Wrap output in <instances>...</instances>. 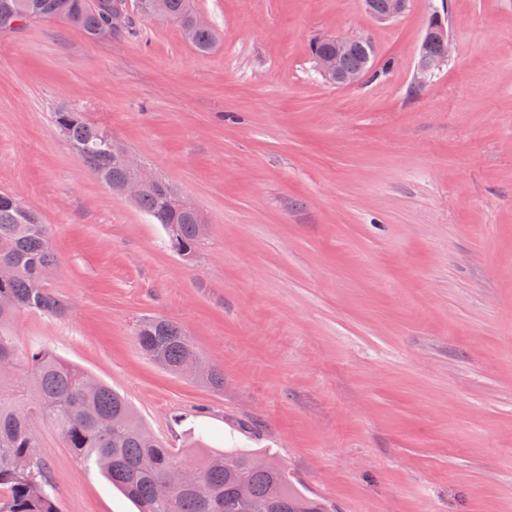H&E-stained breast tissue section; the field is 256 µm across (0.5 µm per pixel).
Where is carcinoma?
Instances as JSON below:
<instances>
[{
  "mask_svg": "<svg viewBox=\"0 0 512 512\" xmlns=\"http://www.w3.org/2000/svg\"><path fill=\"white\" fill-rule=\"evenodd\" d=\"M162 18L181 28L198 52L211 51L216 35L209 27L194 26L190 0H166ZM31 21L61 23L80 28L96 42L102 32L118 34L129 28L125 0H0V30L16 29ZM368 46L354 49L345 60L351 69L370 68ZM54 124L78 161L113 189L124 176L112 155L114 137L83 113L61 109ZM179 190L160 179L136 199L138 207L163 226L170 248L190 257L202 239V215L174 204ZM57 265L48 225L37 213L12 207L9 195L0 193V512H57L49 492L51 483L35 448L39 437L32 418L50 421L64 446L78 459L96 467L113 486L138 507L139 512H320L317 503L301 496L288 472L276 461L246 452L209 451L196 470L210 488L199 497L174 478L183 466L173 450L154 436L144 434L126 399L99 383L84 387L87 376L54 353L35 348L26 357V370L17 369V354L6 326L22 310L57 313L62 302L46 287ZM141 352L176 375L201 357L189 336L165 319L142 321L136 331ZM169 494H158L161 484Z\"/></svg>",
  "mask_w": 512,
  "mask_h": 512,
  "instance_id": "obj_1",
  "label": "carcinoma"
}]
</instances>
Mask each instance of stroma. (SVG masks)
Segmentation results:
<instances>
[{"instance_id":"obj_1","label":"stroma","mask_w":512,"mask_h":512,"mask_svg":"<svg viewBox=\"0 0 512 512\" xmlns=\"http://www.w3.org/2000/svg\"><path fill=\"white\" fill-rule=\"evenodd\" d=\"M447 5L450 61L416 63ZM121 36L0 31V190L50 227L58 315L7 327L125 396L182 462L190 443L275 458L325 512H512V0H193L208 53L140 15ZM367 34L359 84L310 44ZM75 108L203 214L190 258L107 188L53 123ZM179 324L224 374H170L139 322ZM57 512L135 505L37 424ZM384 1V10L382 12H377L375 1L364 0L366 12L379 21H390L402 16L407 10L409 4V0H377L379 4H382Z\"/></svg>"}]
</instances>
